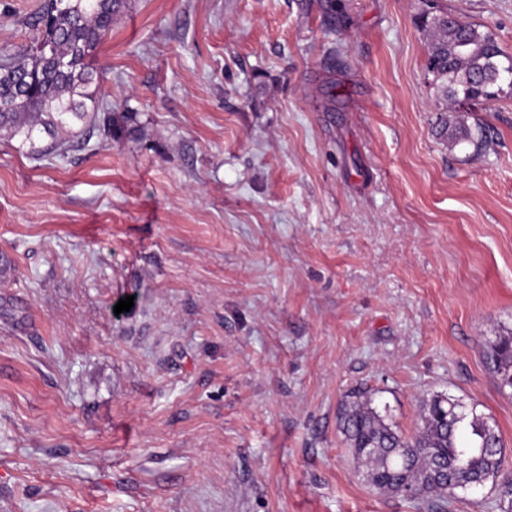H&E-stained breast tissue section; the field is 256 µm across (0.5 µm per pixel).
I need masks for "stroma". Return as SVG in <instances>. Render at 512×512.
Instances as JSON below:
<instances>
[{
  "label": "stroma",
  "mask_w": 512,
  "mask_h": 512,
  "mask_svg": "<svg viewBox=\"0 0 512 512\" xmlns=\"http://www.w3.org/2000/svg\"><path fill=\"white\" fill-rule=\"evenodd\" d=\"M42 2L0 0V50ZM443 2L512 55V0ZM425 8L128 0L93 59L112 129L62 158L0 134V512H433L358 474L359 392L407 436L460 400L512 471L483 359L512 331V87L439 100Z\"/></svg>",
  "instance_id": "stroma-1"
}]
</instances>
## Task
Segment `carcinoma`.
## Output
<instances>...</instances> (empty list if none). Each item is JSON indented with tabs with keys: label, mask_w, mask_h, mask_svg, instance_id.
Here are the masks:
<instances>
[{
	"label": "carcinoma",
	"mask_w": 512,
	"mask_h": 512,
	"mask_svg": "<svg viewBox=\"0 0 512 512\" xmlns=\"http://www.w3.org/2000/svg\"><path fill=\"white\" fill-rule=\"evenodd\" d=\"M127 0H45L29 23L22 59L0 55V131L35 145L45 132L48 154L64 155L70 138L95 129L89 116L102 111L103 126L115 124L112 106L96 104L98 75L91 61ZM436 10L421 17L429 36L427 74L442 99L495 98L500 84L492 65L512 56L471 24H436ZM487 367L512 388V333L484 352ZM422 425L406 437L386 422L371 400L353 396L340 413V428L353 459L376 490L416 500L433 497L441 509L448 493L473 489L502 471L501 440L483 417L466 413L458 400L435 395L421 406Z\"/></svg>",
	"instance_id": "1"
}]
</instances>
